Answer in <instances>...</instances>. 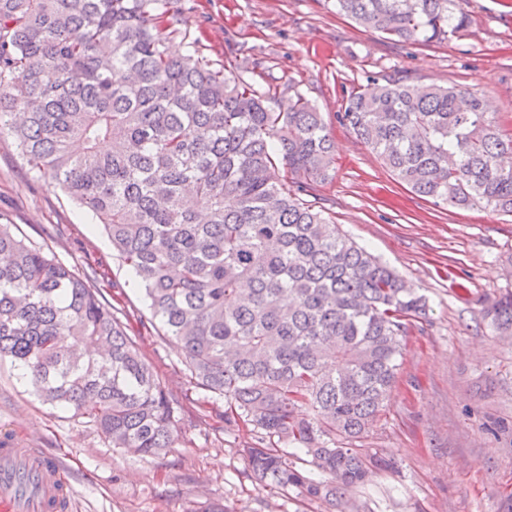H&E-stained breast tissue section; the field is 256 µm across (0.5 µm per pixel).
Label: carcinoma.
<instances>
[{
	"mask_svg": "<svg viewBox=\"0 0 512 512\" xmlns=\"http://www.w3.org/2000/svg\"><path fill=\"white\" fill-rule=\"evenodd\" d=\"M393 41L463 35L462 0H335ZM170 0H0V135L91 211L194 384L253 426L245 476L326 499L390 464L362 438L387 406L423 296L300 197L334 169L311 100L173 56ZM353 89L342 123L415 194L512 213V133L476 93L400 79ZM79 141L75 153L71 144ZM295 174L303 181L288 180ZM512 335V290L485 309ZM114 448L175 447L172 404L89 279L0 223V359ZM300 449L320 478L288 462Z\"/></svg>",
	"mask_w": 512,
	"mask_h": 512,
	"instance_id": "carcinoma-1",
	"label": "carcinoma"
}]
</instances>
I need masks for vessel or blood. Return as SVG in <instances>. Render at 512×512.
Listing matches in <instances>:
<instances>
[{
  "instance_id": "1",
  "label": "vessel or blood",
  "mask_w": 512,
  "mask_h": 512,
  "mask_svg": "<svg viewBox=\"0 0 512 512\" xmlns=\"http://www.w3.org/2000/svg\"><path fill=\"white\" fill-rule=\"evenodd\" d=\"M68 477L35 448L0 447V512H70Z\"/></svg>"
}]
</instances>
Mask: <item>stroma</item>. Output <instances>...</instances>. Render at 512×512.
<instances>
[{"instance_id": "35a3bbf8", "label": "stroma", "mask_w": 512, "mask_h": 512, "mask_svg": "<svg viewBox=\"0 0 512 512\" xmlns=\"http://www.w3.org/2000/svg\"><path fill=\"white\" fill-rule=\"evenodd\" d=\"M201 53L257 89L312 100L335 146L332 180L308 202L428 300L405 340L385 412L362 439L396 464L338 504L244 478L251 427L222 429L223 400L195 386L180 350L153 319L145 291L101 225L31 170L0 136V223L90 277L132 327L135 346L173 400L178 443L138 457L109 446L71 410L41 402L0 360V442L21 438L64 463L73 512H512V337L489 327V301L512 290V216L434 206L399 183L342 126L349 92L369 77L459 85L512 128V0H464L471 24L441 43L395 42L337 14L334 0H173Z\"/></svg>"}]
</instances>
